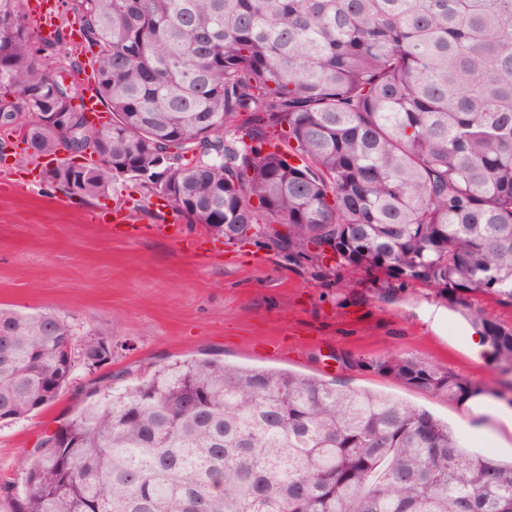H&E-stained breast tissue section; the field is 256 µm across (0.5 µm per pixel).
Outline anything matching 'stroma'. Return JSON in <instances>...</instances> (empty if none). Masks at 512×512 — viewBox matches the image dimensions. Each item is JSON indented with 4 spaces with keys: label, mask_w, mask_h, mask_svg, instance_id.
<instances>
[{
    "label": "stroma",
    "mask_w": 512,
    "mask_h": 512,
    "mask_svg": "<svg viewBox=\"0 0 512 512\" xmlns=\"http://www.w3.org/2000/svg\"><path fill=\"white\" fill-rule=\"evenodd\" d=\"M99 201L68 199L45 184L18 185L0 171V305L52 312L75 332L105 340L107 361L77 363L58 399L28 417L0 422V512H15L23 466L41 439L68 421L102 379L119 388L190 359L291 370L336 387L367 390L427 409L465 445L500 460L512 453L462 422L459 401L400 384L369 369H349L337 355L379 359L390 354L446 368L476 384L495 380L494 362L466 352L469 324L432 289H406L391 302L358 274L345 303L336 282L311 277L262 242L227 244L210 258L196 252L201 226L180 239L113 237L95 217Z\"/></svg>",
    "instance_id": "obj_1"
}]
</instances>
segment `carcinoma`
Segmentation results:
<instances>
[{
	"instance_id": "cac0c4a2",
	"label": "carcinoma",
	"mask_w": 512,
	"mask_h": 512,
	"mask_svg": "<svg viewBox=\"0 0 512 512\" xmlns=\"http://www.w3.org/2000/svg\"><path fill=\"white\" fill-rule=\"evenodd\" d=\"M83 42L0 0V136L26 128L67 198L117 181L224 243L314 276L434 287L512 372V0H62ZM88 59L111 120L88 124ZM67 151L69 156L61 157ZM96 155L88 165L73 157ZM286 233H280L275 225ZM332 264H324L325 248ZM51 312L0 307V421L53 403L75 364ZM336 360L462 401L466 377L388 355ZM47 437L16 512H512V462L430 412L312 376L184 361Z\"/></svg>"
}]
</instances>
